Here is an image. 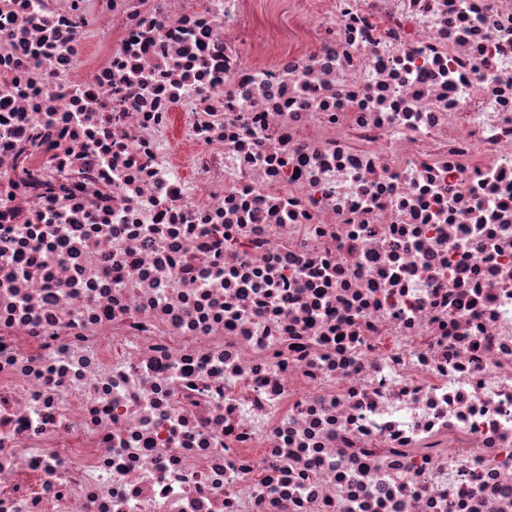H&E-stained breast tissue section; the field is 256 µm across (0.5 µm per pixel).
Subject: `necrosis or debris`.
<instances>
[{
    "label": "necrosis or debris",
    "mask_w": 512,
    "mask_h": 512,
    "mask_svg": "<svg viewBox=\"0 0 512 512\" xmlns=\"http://www.w3.org/2000/svg\"><path fill=\"white\" fill-rule=\"evenodd\" d=\"M0 512H512V0H0Z\"/></svg>",
    "instance_id": "obj_1"
}]
</instances>
